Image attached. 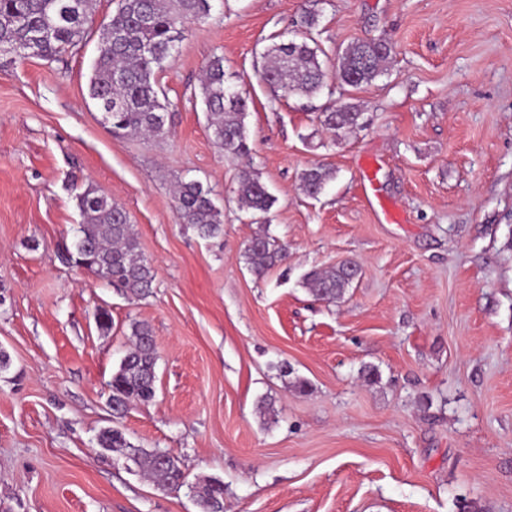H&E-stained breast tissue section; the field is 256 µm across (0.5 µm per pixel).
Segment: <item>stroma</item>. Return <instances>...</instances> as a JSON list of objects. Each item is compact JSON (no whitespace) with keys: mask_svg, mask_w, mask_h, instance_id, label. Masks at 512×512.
I'll return each mask as SVG.
<instances>
[{"mask_svg":"<svg viewBox=\"0 0 512 512\" xmlns=\"http://www.w3.org/2000/svg\"><path fill=\"white\" fill-rule=\"evenodd\" d=\"M310 9L333 58L391 42L383 73L274 95L261 55ZM97 46L92 31L52 63L0 54V512H197L207 479L224 512H512V0H213L158 75L162 139L104 124ZM216 55L249 95L246 156L207 127L199 80ZM346 104L359 126L337 138L317 115ZM314 165L333 177L311 198ZM247 168L276 198L265 216L238 206ZM191 180L223 235L181 222L174 188ZM90 185L128 211L149 296L63 261ZM262 230L288 257L259 278L243 253ZM344 261L359 276L316 300L307 273ZM135 321L153 329L156 397L117 415L108 383ZM109 427L173 454L185 486L162 491L100 448Z\"/></svg>","mask_w":512,"mask_h":512,"instance_id":"stroma-1","label":"stroma"}]
</instances>
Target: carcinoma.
I'll list each match as a JSON object with an SVG mask.
<instances>
[{
  "label": "carcinoma",
  "instance_id": "cac0c4a2",
  "mask_svg": "<svg viewBox=\"0 0 512 512\" xmlns=\"http://www.w3.org/2000/svg\"><path fill=\"white\" fill-rule=\"evenodd\" d=\"M211 8V0H118L116 10L97 28L98 55L88 85L89 98L104 109L112 129L153 139L169 134L170 102L161 89L158 74L173 62L176 46L187 33L186 24L207 18ZM94 20V0H0V46L32 42L38 58L54 62L84 40ZM316 24V11L306 12L301 17V27L308 39L275 43L264 52L260 77L271 89L311 100L327 87L328 74L320 59L325 51L317 44H309ZM391 51L390 43L384 39L352 44L339 58L336 80L352 88L372 82L383 72L382 64ZM200 91L214 142L228 153L249 154L244 123L248 98L228 84L222 57L215 56L206 64ZM359 119L360 113L350 105L321 113L320 123L339 136L357 128ZM331 177L332 172L320 166L309 168L301 176L302 191L314 198ZM236 194L239 202L255 213L268 212L276 202L266 184L250 169L241 172ZM175 201L182 222L191 225L200 237L214 238L224 233L223 211L200 182L180 183ZM77 206L83 224L78 227L72 248L66 250L65 259L95 272L128 297L149 294L154 270L139 251L126 210L92 186L77 196ZM244 257L251 271L262 276L283 261L286 252L264 232L251 239ZM352 282L349 264L306 275L311 293L328 302L343 297ZM131 336L133 348L109 381L112 410L118 414L128 404H146L156 395L152 328L146 322L134 321ZM98 444L122 456L137 455L138 468L163 491L172 492L183 486L179 465L160 463L154 453L135 447L118 429L102 430ZM197 491L210 500L220 499L224 486L208 480Z\"/></svg>",
  "mask_w": 512,
  "mask_h": 512
}]
</instances>
